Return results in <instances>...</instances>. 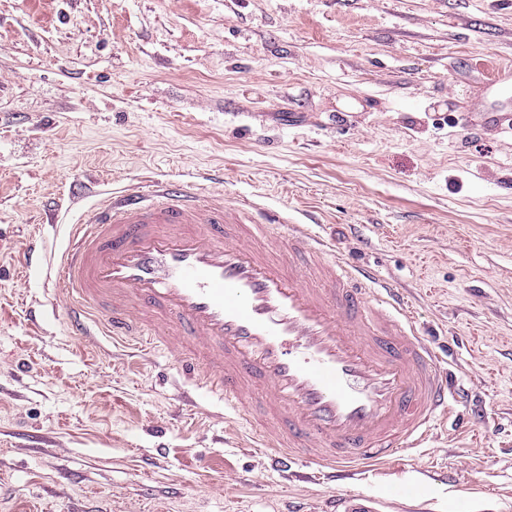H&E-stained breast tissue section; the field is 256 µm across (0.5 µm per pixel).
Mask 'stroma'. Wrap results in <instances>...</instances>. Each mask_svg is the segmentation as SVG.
Segmentation results:
<instances>
[{
  "label": "stroma",
  "mask_w": 512,
  "mask_h": 512,
  "mask_svg": "<svg viewBox=\"0 0 512 512\" xmlns=\"http://www.w3.org/2000/svg\"><path fill=\"white\" fill-rule=\"evenodd\" d=\"M509 67L512 0H0V512H326L336 491L225 437L165 354L73 331L48 276L69 227L148 179L287 212L405 288L464 400L351 491L512 512V129L480 114Z\"/></svg>",
  "instance_id": "stroma-1"
}]
</instances>
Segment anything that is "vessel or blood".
<instances>
[{
	"mask_svg": "<svg viewBox=\"0 0 512 512\" xmlns=\"http://www.w3.org/2000/svg\"><path fill=\"white\" fill-rule=\"evenodd\" d=\"M512 122V84L483 105ZM249 203L152 183L107 197L72 225L52 276L73 329L166 350L193 389L223 403L232 426L253 421L248 390L265 387L275 424L250 440L282 472L308 463L337 484L336 512H371L344 490L354 474L423 447L461 400L402 288L354 265L309 225L287 226Z\"/></svg>",
	"mask_w": 512,
	"mask_h": 512,
	"instance_id": "1",
	"label": "vessel or blood"
}]
</instances>
